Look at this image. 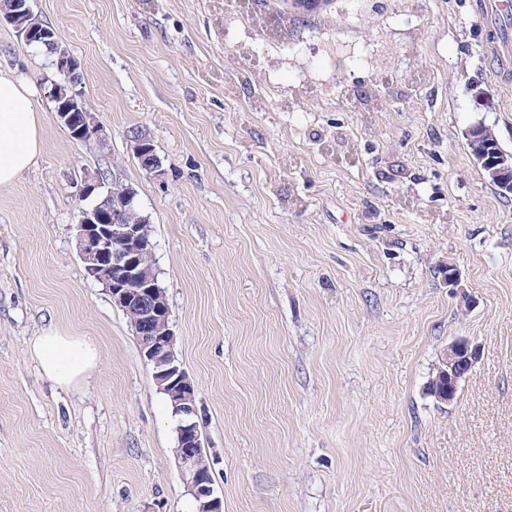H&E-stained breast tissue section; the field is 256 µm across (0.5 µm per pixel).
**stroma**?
I'll use <instances>...</instances> for the list:
<instances>
[{"label":"stroma","instance_id":"obj_1","mask_svg":"<svg viewBox=\"0 0 512 512\" xmlns=\"http://www.w3.org/2000/svg\"><path fill=\"white\" fill-rule=\"evenodd\" d=\"M480 2L329 0L268 42L249 21L288 0H30L81 64L91 148L57 121L51 55L0 24L44 127L0 187V512L196 510L153 366L77 251L87 170L150 217L224 512H512V196L464 138L512 152V85ZM50 328L99 349L75 387L40 371ZM460 336L480 359L442 405ZM464 137L472 158L485 178L497 185L503 195L512 194V152L497 148L498 138L492 128L474 124L466 128ZM130 141L133 154L140 161L142 167L150 172L158 173V176L161 175V161L151 144V140L144 136L134 135ZM477 345L465 337L454 339L441 355L437 366L436 380L443 382L442 386L429 385V393L440 404H452L456 399L462 379L478 362ZM434 376V377H435Z\"/></svg>","mask_w":512,"mask_h":512}]
</instances>
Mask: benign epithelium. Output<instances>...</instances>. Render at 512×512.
Segmentation results:
<instances>
[{
  "label": "benign epithelium",
  "instance_id": "benign-epithelium-1",
  "mask_svg": "<svg viewBox=\"0 0 512 512\" xmlns=\"http://www.w3.org/2000/svg\"><path fill=\"white\" fill-rule=\"evenodd\" d=\"M20 14L32 15L30 0H0V20L12 25L17 37L26 46L57 42L56 31L38 21L22 25ZM56 71L68 81L75 80L80 64L67 50L54 60ZM58 101L54 112L61 125L78 140L105 141L103 126L96 114L89 111L84 94L70 96L50 91ZM469 152L485 178L498 186L503 195L512 194V152L497 148L498 138L492 128L474 124L464 132ZM132 151L142 167L162 173L161 161L151 140L132 137ZM79 206L74 228L79 257L88 277L106 283L114 303L131 315V327L140 344L142 355L153 365L157 388L165 392L180 416L176 426V459L188 491L197 502V512H223V501L215 494L214 462L203 464L207 456L201 443L199 413L195 389L174 351V333L169 324V307L165 292L145 264L153 253V244L145 224H126L124 211L137 205L133 187L113 179L87 172L80 180ZM448 288L469 305V295L453 266H448ZM477 346L465 337L454 339L441 355L436 378L443 385L429 386V393L440 404H452L462 379L478 362Z\"/></svg>",
  "mask_w": 512,
  "mask_h": 512
}]
</instances>
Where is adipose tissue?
I'll list each match as a JSON object with an SVG mask.
<instances>
[{
    "instance_id": "ef3b65f1",
    "label": "adipose tissue",
    "mask_w": 512,
    "mask_h": 512,
    "mask_svg": "<svg viewBox=\"0 0 512 512\" xmlns=\"http://www.w3.org/2000/svg\"><path fill=\"white\" fill-rule=\"evenodd\" d=\"M40 149L41 117L33 86L0 72V186L28 171ZM33 350L42 373L62 388L85 380L99 360L94 343L52 328L37 338Z\"/></svg>"
}]
</instances>
